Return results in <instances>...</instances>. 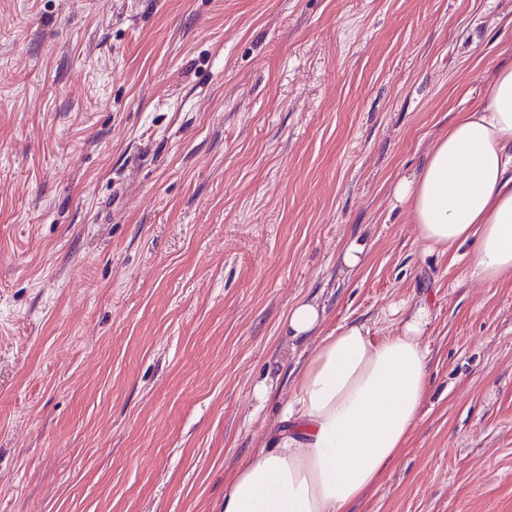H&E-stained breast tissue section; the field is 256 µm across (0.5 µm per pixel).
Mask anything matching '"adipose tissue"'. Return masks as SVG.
I'll list each match as a JSON object with an SVG mask.
<instances>
[{
	"instance_id": "obj_1",
	"label": "adipose tissue",
	"mask_w": 512,
	"mask_h": 512,
	"mask_svg": "<svg viewBox=\"0 0 512 512\" xmlns=\"http://www.w3.org/2000/svg\"><path fill=\"white\" fill-rule=\"evenodd\" d=\"M393 199L428 249L475 243L473 277L512 278V65L498 69L486 105L458 113L420 169L396 181ZM432 318L421 302L383 339L354 322L323 336L273 447L241 464L223 512H348L414 428Z\"/></svg>"
}]
</instances>
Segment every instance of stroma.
<instances>
[{
    "instance_id": "stroma-1",
    "label": "stroma",
    "mask_w": 512,
    "mask_h": 512,
    "mask_svg": "<svg viewBox=\"0 0 512 512\" xmlns=\"http://www.w3.org/2000/svg\"><path fill=\"white\" fill-rule=\"evenodd\" d=\"M509 62L512 0H0V512H223L302 298L377 340L433 311L350 512H512V278L392 198Z\"/></svg>"
}]
</instances>
